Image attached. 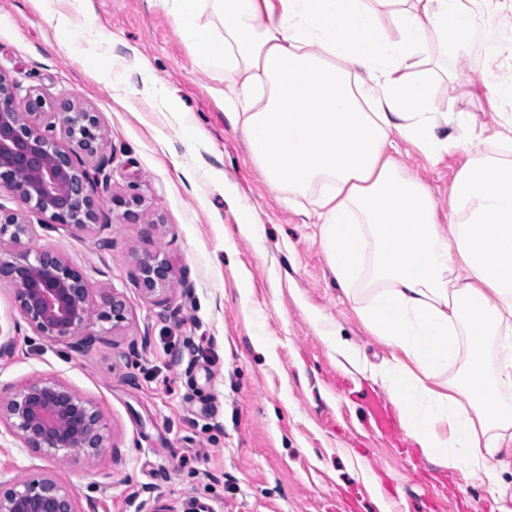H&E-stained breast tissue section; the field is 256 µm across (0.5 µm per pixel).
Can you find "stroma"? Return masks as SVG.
<instances>
[{
	"label": "stroma",
	"instance_id": "1",
	"mask_svg": "<svg viewBox=\"0 0 512 512\" xmlns=\"http://www.w3.org/2000/svg\"><path fill=\"white\" fill-rule=\"evenodd\" d=\"M453 79L436 97L475 125L511 112L512 97L480 85V71L512 78V39L479 55L448 51ZM0 72L41 96L90 112L102 136L94 167L111 180L95 199L112 244L70 234L24 211L23 249L62 255L88 278L93 297L116 292L119 324L94 321L96 343L77 352L21 327L0 358V389L61 381L102 414L108 448L94 472L58 462L0 432V479L48 473L74 488L79 508L146 512H512V447L496 455L506 493L483 475L423 460L373 434L363 394L381 392L389 348L363 324L319 242L310 208L273 192L224 113V78L198 66L164 0H0ZM176 95L204 133L188 140L163 107ZM480 139L426 158L398 142L393 159L429 186L450 213L456 172ZM248 211L257 235L240 232ZM163 252L173 267L167 306L134 283L136 263ZM329 326L354 351L349 365L325 345Z\"/></svg>",
	"mask_w": 512,
	"mask_h": 512
}]
</instances>
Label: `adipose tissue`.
I'll use <instances>...</instances> for the list:
<instances>
[{
    "mask_svg": "<svg viewBox=\"0 0 512 512\" xmlns=\"http://www.w3.org/2000/svg\"><path fill=\"white\" fill-rule=\"evenodd\" d=\"M202 6L221 37L196 26ZM170 14L199 66L223 74L268 185L313 205L328 266L391 350L377 375L422 456L496 475L512 441V118L476 127L435 95L449 48L494 27L460 0H171ZM472 133L491 148L456 173L444 224L388 150L436 158Z\"/></svg>",
    "mask_w": 512,
    "mask_h": 512,
    "instance_id": "obj_1",
    "label": "adipose tissue"
}]
</instances>
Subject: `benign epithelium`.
I'll return each instance as SVG.
<instances>
[{"mask_svg": "<svg viewBox=\"0 0 512 512\" xmlns=\"http://www.w3.org/2000/svg\"><path fill=\"white\" fill-rule=\"evenodd\" d=\"M0 72V188L29 209L49 217L58 230L92 229L103 245L111 243L112 224L98 222L92 192L108 181L104 169L91 174L78 158L58 148L54 123L40 127L44 100ZM55 118L66 135L89 156L101 150L98 126L88 112H75L64 102ZM30 233L23 216L0 205V246L19 245ZM136 282L158 306L167 298L157 287L169 281L171 267L161 253L141 258ZM15 286L22 320L37 335L84 351L96 342L88 332L93 318H123L126 304L118 294L96 303L88 280L61 255L25 251L8 260L0 257V280ZM23 447L55 460L81 458L90 464L106 443V426L94 406L54 379H41L0 394V422ZM0 512H80L77 493L47 475L0 481Z\"/></svg>", "mask_w": 512, "mask_h": 512, "instance_id": "1", "label": "benign epithelium"}]
</instances>
